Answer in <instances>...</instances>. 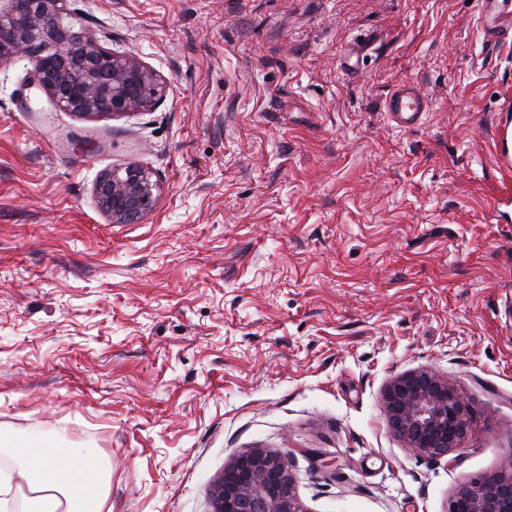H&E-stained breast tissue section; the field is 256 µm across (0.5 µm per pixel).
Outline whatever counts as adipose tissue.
Segmentation results:
<instances>
[{
	"mask_svg": "<svg viewBox=\"0 0 512 512\" xmlns=\"http://www.w3.org/2000/svg\"><path fill=\"white\" fill-rule=\"evenodd\" d=\"M15 467L0 476V512H6L14 483L28 490L25 512H112V469L95 449L69 443L65 435H32L7 450Z\"/></svg>",
	"mask_w": 512,
	"mask_h": 512,
	"instance_id": "1",
	"label": "adipose tissue"
}]
</instances>
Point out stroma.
<instances>
[{
    "label": "stroma",
    "instance_id": "1",
    "mask_svg": "<svg viewBox=\"0 0 512 512\" xmlns=\"http://www.w3.org/2000/svg\"><path fill=\"white\" fill-rule=\"evenodd\" d=\"M151 110L84 118L0 61V426L109 459L112 512H210L249 448L307 512H446L512 456V43L473 0H73ZM410 82V128L383 102ZM78 138L97 149L79 151ZM150 170L137 224L102 172ZM436 370L474 409L452 461L389 427ZM157 189L152 173L135 164L101 173L94 187L99 208L115 224L141 220L151 210Z\"/></svg>",
    "mask_w": 512,
    "mask_h": 512
}]
</instances>
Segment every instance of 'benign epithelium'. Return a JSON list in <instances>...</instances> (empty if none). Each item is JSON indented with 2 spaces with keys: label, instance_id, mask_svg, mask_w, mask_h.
I'll use <instances>...</instances> for the list:
<instances>
[{
  "label": "benign epithelium",
  "instance_id": "obj_1",
  "mask_svg": "<svg viewBox=\"0 0 512 512\" xmlns=\"http://www.w3.org/2000/svg\"><path fill=\"white\" fill-rule=\"evenodd\" d=\"M71 0H0V60L25 58L26 85L41 90L51 108L83 117L151 109L160 87L155 74L130 52L104 47L86 29L61 20ZM157 181L135 164L101 173L94 191L114 224H132L151 210ZM383 401L392 432L418 456L442 460L467 436L471 410L448 378L418 368L392 379ZM211 512H307L288 455L269 448L242 452L216 477ZM448 512H512V455L501 468L461 483Z\"/></svg>",
  "mask_w": 512,
  "mask_h": 512
}]
</instances>
